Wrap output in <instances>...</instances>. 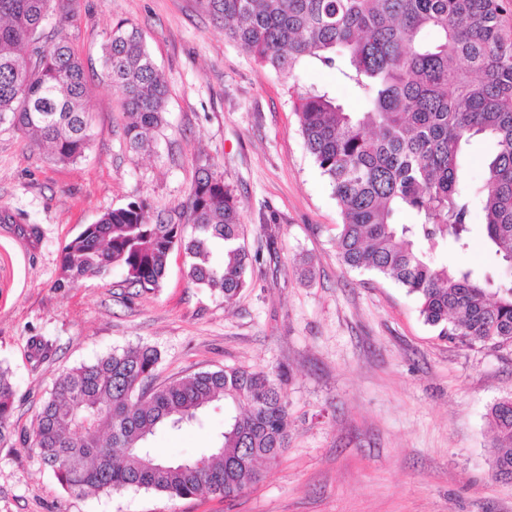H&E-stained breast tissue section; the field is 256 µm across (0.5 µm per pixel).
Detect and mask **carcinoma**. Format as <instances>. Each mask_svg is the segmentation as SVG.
Returning a JSON list of instances; mask_svg holds the SVG:
<instances>
[{
	"mask_svg": "<svg viewBox=\"0 0 512 512\" xmlns=\"http://www.w3.org/2000/svg\"><path fill=\"white\" fill-rule=\"evenodd\" d=\"M53 2L0 0V124L70 164L91 139L88 83L63 29L49 44L37 35L48 13L62 9ZM202 3L257 62L294 81L297 66L316 59L364 101V111L350 112L311 86L295 104L306 149L340 210L342 263L393 280L451 342L512 346V34L502 28L500 0ZM102 65L123 97L127 143L140 150L166 123L167 80L139 29L124 23L112 28ZM475 136L494 142L480 193L486 238L504 267L498 280L435 261L450 244L469 248L472 200L457 160ZM397 212L412 222L395 223ZM241 235L224 174L204 165L178 223L135 198L85 225L60 252L54 288L69 291L117 270L133 295L153 292L177 247L191 259L190 282L231 302L260 257ZM31 349L37 362L57 352L44 336L32 337ZM159 362L156 349L129 347L57 377L25 441L66 491L226 498L259 480L258 461L281 455L288 403L270 373L228 367L152 387ZM14 403L9 370L0 366V444L10 438ZM214 403L224 404V430L201 456L203 466L161 459L147 447L157 428L199 424ZM489 418L493 476L512 482V396L493 403Z\"/></svg>",
	"mask_w": 512,
	"mask_h": 512,
	"instance_id": "1",
	"label": "carcinoma"
}]
</instances>
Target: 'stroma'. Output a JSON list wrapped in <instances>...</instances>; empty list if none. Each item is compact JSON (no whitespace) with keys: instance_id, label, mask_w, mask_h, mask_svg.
Masks as SVG:
<instances>
[{"instance_id":"stroma-1","label":"stroma","mask_w":512,"mask_h":512,"mask_svg":"<svg viewBox=\"0 0 512 512\" xmlns=\"http://www.w3.org/2000/svg\"><path fill=\"white\" fill-rule=\"evenodd\" d=\"M70 45L90 88L92 139L82 159L54 161L0 124V212L24 213L40 238L0 224V364L15 386L13 436L0 446V512H512V483L489 465L490 405L512 396V346L469 349L424 323L393 281L341 263L332 188L307 153L292 84L324 87L348 109L362 101L335 70L307 60L291 82L255 62L199 0H72ZM140 28L169 82L167 124L130 150L121 94L102 67L113 26ZM211 163L237 200L245 240L260 253L233 303L190 283L174 250L160 288L130 295L119 273L57 290L62 246L84 225L133 198L165 216L187 204ZM279 225L275 252L262 227ZM439 262L496 274L481 204L468 250ZM55 339L38 363L31 339ZM159 350L156 381L242 367L282 372L288 443L258 462L261 479L227 500L130 489L76 496L22 442L59 374L115 350ZM224 412L202 425L161 428L149 445L165 458L212 447Z\"/></svg>"}]
</instances>
